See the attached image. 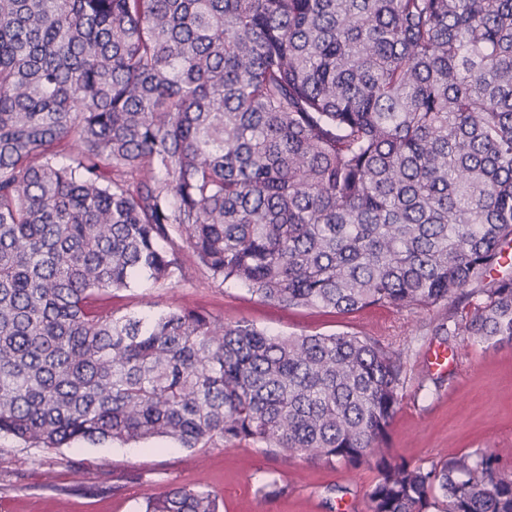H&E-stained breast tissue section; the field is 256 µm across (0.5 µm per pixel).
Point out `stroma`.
<instances>
[{
  "mask_svg": "<svg viewBox=\"0 0 512 512\" xmlns=\"http://www.w3.org/2000/svg\"><path fill=\"white\" fill-rule=\"evenodd\" d=\"M184 276L161 285L141 276L115 292L121 314L191 308L224 322H247L281 335L343 332L394 337L404 346L407 382L387 448L396 460L427 465L449 455L493 454L512 473V343L440 341L432 327L443 311L372 306L342 314L284 308L246 287L221 283L183 253ZM455 351L457 363L427 368L429 351ZM373 466L345 467L257 445L188 449L157 437L121 444L76 442L55 450L0 437V512H143L147 497L171 486L211 491L220 512H368ZM285 485L281 496L264 484Z\"/></svg>",
  "mask_w": 512,
  "mask_h": 512,
  "instance_id": "1",
  "label": "stroma"
}]
</instances>
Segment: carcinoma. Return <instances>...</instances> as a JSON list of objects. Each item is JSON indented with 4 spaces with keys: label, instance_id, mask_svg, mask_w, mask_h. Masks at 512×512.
<instances>
[{
    "label": "carcinoma",
    "instance_id": "obj_1",
    "mask_svg": "<svg viewBox=\"0 0 512 512\" xmlns=\"http://www.w3.org/2000/svg\"><path fill=\"white\" fill-rule=\"evenodd\" d=\"M511 242L512 0H0V435L372 461L369 512H512L491 455L382 448L391 344L112 310L187 250L286 308L478 296L434 335L512 343V275L466 291Z\"/></svg>",
    "mask_w": 512,
    "mask_h": 512
}]
</instances>
